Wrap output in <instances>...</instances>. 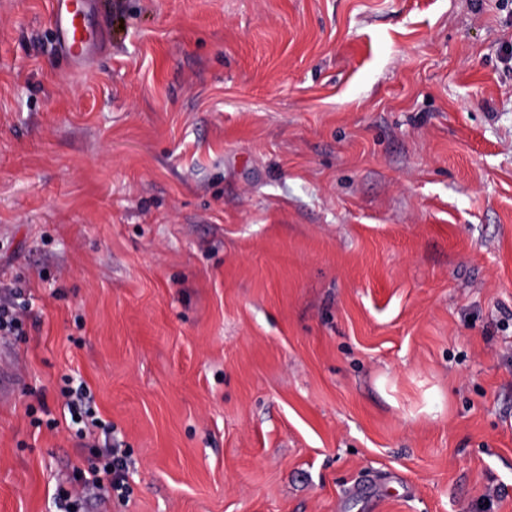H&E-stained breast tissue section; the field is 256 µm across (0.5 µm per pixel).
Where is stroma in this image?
<instances>
[{
    "label": "stroma",
    "mask_w": 512,
    "mask_h": 512,
    "mask_svg": "<svg viewBox=\"0 0 512 512\" xmlns=\"http://www.w3.org/2000/svg\"><path fill=\"white\" fill-rule=\"evenodd\" d=\"M0 0V512H512V0ZM46 402L59 427L35 422ZM93 10V0H51L56 45L75 72L85 70L106 41L105 33L90 24ZM0 288V292L7 295V300L0 302V338L21 336L32 308L30 294L12 284L0 282ZM60 395L69 413L65 416L68 430L89 448L90 456L83 466H75L70 484L73 490L63 489L56 497L55 504L60 512H82L83 495L87 490H96V498L103 507L110 506L112 497L123 499L128 496L127 449L108 445L112 424L98 418L93 410L94 394L88 384L78 376L66 375ZM77 416V419H74ZM98 430L104 436L103 446L97 437ZM104 474L106 482L100 476Z\"/></svg>",
    "instance_id": "obj_1"
}]
</instances>
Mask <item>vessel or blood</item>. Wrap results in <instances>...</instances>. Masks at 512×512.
<instances>
[{
  "mask_svg": "<svg viewBox=\"0 0 512 512\" xmlns=\"http://www.w3.org/2000/svg\"><path fill=\"white\" fill-rule=\"evenodd\" d=\"M93 0H51L50 23L56 45L74 71L85 70L105 42L102 30L90 23Z\"/></svg>",
  "mask_w": 512,
  "mask_h": 512,
  "instance_id": "b4317fda",
  "label": "vessel or blood"
}]
</instances>
